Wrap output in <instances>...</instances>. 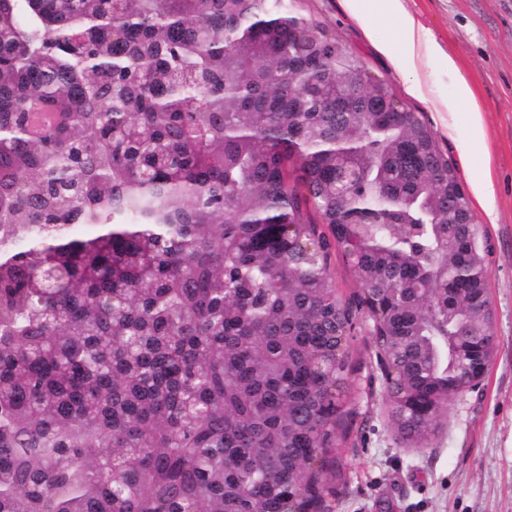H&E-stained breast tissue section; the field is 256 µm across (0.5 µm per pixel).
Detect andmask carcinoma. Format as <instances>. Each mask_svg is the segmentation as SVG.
Here are the masks:
<instances>
[{
    "instance_id": "carcinoma-1",
    "label": "carcinoma",
    "mask_w": 512,
    "mask_h": 512,
    "mask_svg": "<svg viewBox=\"0 0 512 512\" xmlns=\"http://www.w3.org/2000/svg\"><path fill=\"white\" fill-rule=\"evenodd\" d=\"M294 2L0 0V512H329L333 247L401 443L494 356L456 168ZM328 270L337 295L343 301L356 302L357 297L362 293L363 285L354 270L335 248L331 249L328 257Z\"/></svg>"
}]
</instances>
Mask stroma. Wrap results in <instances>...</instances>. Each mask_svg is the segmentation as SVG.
Listing matches in <instances>:
<instances>
[{
  "instance_id": "obj_1",
  "label": "stroma",
  "mask_w": 512,
  "mask_h": 512,
  "mask_svg": "<svg viewBox=\"0 0 512 512\" xmlns=\"http://www.w3.org/2000/svg\"><path fill=\"white\" fill-rule=\"evenodd\" d=\"M305 18L325 28L369 73L384 79L458 162L441 118L407 90L397 70L366 38L347 0H296ZM408 9L456 57L483 111L485 140L471 145L474 162L459 169L462 186L491 169L498 221L472 207L487 247V291L498 348L488 373L449 401L436 439L423 448L401 444L387 415L372 322L354 314L352 419L337 440L340 472L327 501L331 512H512V0H407Z\"/></svg>"
}]
</instances>
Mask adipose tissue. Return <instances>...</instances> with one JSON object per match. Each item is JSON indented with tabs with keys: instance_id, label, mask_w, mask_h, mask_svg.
Returning <instances> with one entry per match:
<instances>
[{
	"instance_id": "ef3b65f1",
	"label": "adipose tissue",
	"mask_w": 512,
	"mask_h": 512,
	"mask_svg": "<svg viewBox=\"0 0 512 512\" xmlns=\"http://www.w3.org/2000/svg\"><path fill=\"white\" fill-rule=\"evenodd\" d=\"M349 3L377 51L406 73L409 93L432 102L449 139H458L464 132L470 142H483V114L469 82L456 59L442 50L429 30L407 10L405 0H349ZM383 18L391 25L392 34L382 39L378 27ZM443 79L450 87L446 95L435 90L436 83Z\"/></svg>"
}]
</instances>
